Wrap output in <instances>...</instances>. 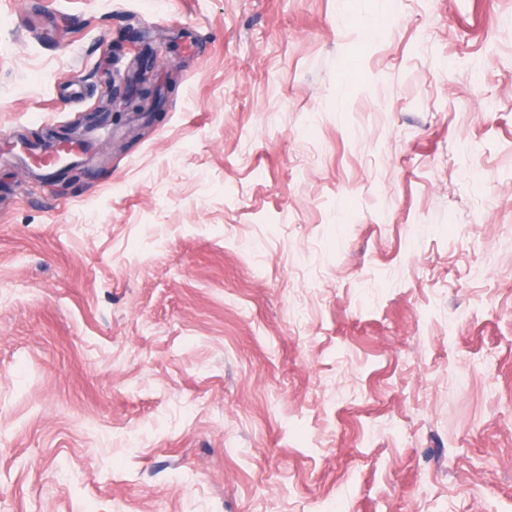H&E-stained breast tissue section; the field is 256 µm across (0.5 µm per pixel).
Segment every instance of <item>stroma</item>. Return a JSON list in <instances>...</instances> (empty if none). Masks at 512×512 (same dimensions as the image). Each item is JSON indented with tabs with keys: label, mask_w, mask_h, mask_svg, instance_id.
<instances>
[{
	"label": "stroma",
	"mask_w": 512,
	"mask_h": 512,
	"mask_svg": "<svg viewBox=\"0 0 512 512\" xmlns=\"http://www.w3.org/2000/svg\"><path fill=\"white\" fill-rule=\"evenodd\" d=\"M0 512H512V0H0Z\"/></svg>",
	"instance_id": "stroma-1"
}]
</instances>
